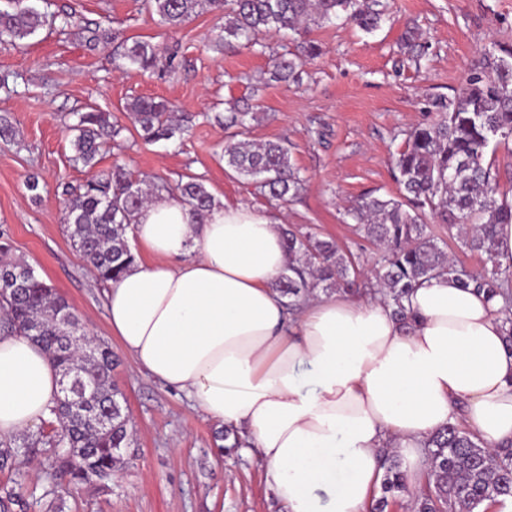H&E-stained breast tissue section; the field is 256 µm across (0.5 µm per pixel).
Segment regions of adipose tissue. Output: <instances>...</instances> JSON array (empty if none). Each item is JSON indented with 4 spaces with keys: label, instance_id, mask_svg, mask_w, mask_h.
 <instances>
[{
    "label": "adipose tissue",
    "instance_id": "1",
    "mask_svg": "<svg viewBox=\"0 0 512 512\" xmlns=\"http://www.w3.org/2000/svg\"><path fill=\"white\" fill-rule=\"evenodd\" d=\"M280 225L242 203L200 222L176 198H153L132 225L143 256L109 282L105 305L141 370L246 432L288 512H366L384 448L421 485L424 443L457 400L488 447L512 442L501 299L439 277L411 293L406 326L383 299L345 293L289 313L273 287L289 261ZM59 395L42 348L0 336V436L50 419Z\"/></svg>",
    "mask_w": 512,
    "mask_h": 512
}]
</instances>
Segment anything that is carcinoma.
I'll list each match as a JSON object with an SVG mask.
<instances>
[{"mask_svg": "<svg viewBox=\"0 0 512 512\" xmlns=\"http://www.w3.org/2000/svg\"><path fill=\"white\" fill-rule=\"evenodd\" d=\"M0 7V49L17 46L56 18L25 0H5ZM158 24L177 29L203 11L214 15L212 46L239 43L263 47L261 36L283 32L300 37V54L277 57L269 80L286 82L299 77L306 58L320 52L308 38L312 28L340 16L361 31H376L387 11L383 0H145ZM158 48L148 41H123L114 62L123 70L147 72L157 65ZM436 118L413 127L395 158L400 197L384 199L371 194L353 200L347 216L365 237L383 248L381 266L367 279L371 294H381L394 317L403 324L415 320L406 305L421 283L448 275L463 286H473L489 297L503 300L504 341L512 348V262L500 260L496 226L512 223V202L499 190V172L486 160L491 143L512 139V45H497L484 54L482 70L471 74L452 97L430 101ZM127 111L147 143L168 141L188 132L191 118L174 116L166 100L138 98ZM260 120L259 106L245 104L224 117L227 127L246 130ZM72 160L88 169L89 178L78 193L64 190V227L71 245L92 268L99 281L117 280L136 260L128 229L136 215L165 185L135 180L115 162L99 169L104 141L120 136L123 127L103 111L77 114L70 127ZM224 165L271 201L285 203L302 188L299 170L291 160L288 142L230 138L224 143ZM173 196L204 218L218 201L203 179L195 176L170 188ZM456 229L457 247L477 253L491 264L480 274L449 257L448 243L428 221ZM291 256L287 272L274 288L288 300L292 311L315 291L355 294L360 291L353 260L337 245L312 233L281 228ZM9 243L0 234V270L10 276L0 286V333L29 337L39 343L60 374H79L82 393L63 397L52 410L50 431L28 447L43 455V466L57 485L105 481L131 448L129 420L116 413L106 429L98 424L123 394L112 383V351L98 347L91 360L77 356L73 337L59 326L62 316L82 323L55 287L22 261L5 258ZM430 469L425 485L415 493L412 512H490L512 498V445L492 450L458 424H448L425 442ZM381 496L370 512H388L409 493L399 461L386 455ZM26 489L14 483L0 489V512L23 506Z\"/></svg>", "mask_w": 512, "mask_h": 512, "instance_id": "cac0c4a2", "label": "carcinoma"}]
</instances>
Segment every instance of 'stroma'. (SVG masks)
<instances>
[{
    "label": "stroma",
    "mask_w": 512,
    "mask_h": 512,
    "mask_svg": "<svg viewBox=\"0 0 512 512\" xmlns=\"http://www.w3.org/2000/svg\"><path fill=\"white\" fill-rule=\"evenodd\" d=\"M390 15L366 34L344 20L313 29L320 47L298 83L270 81L275 55L291 49L288 36H264L265 52L207 47L211 13L176 30L159 27L143 0H45L51 13L73 14L74 27L44 29L21 45L0 49V71L17 76L13 93L0 90V118L16 131L0 139V231L11 256L33 265L79 313L90 334L117 356L112 380L133 416L132 461L106 482L57 493L39 457L27 453L33 434L9 437L15 448L0 487L17 479L27 487L23 512H287L265 484V464L255 449L222 448L220 426L184 393L144 374L109 329L105 285L96 279L64 232L62 189L82 186L88 175L72 161L69 124L76 113L101 110L123 131L102 151L101 168L125 163L133 177L176 184L203 178L218 201L242 202L285 224L333 239L373 274L381 251L344 215L349 202L371 193L397 196L394 157L408 130L428 118L429 99L459 92L485 50L512 44V0H389ZM112 32L93 37L95 28ZM414 31L427 48L416 57L404 46ZM137 37L161 48L154 72H122L113 62L117 38ZM137 97L172 101L192 116L183 141L144 143L125 105ZM263 117L247 137L286 140L306 183L288 204H269L228 171L221 158L231 131L216 114L244 102ZM38 175L39 199L26 187Z\"/></svg>",
    "instance_id": "35a3bbf8"
}]
</instances>
